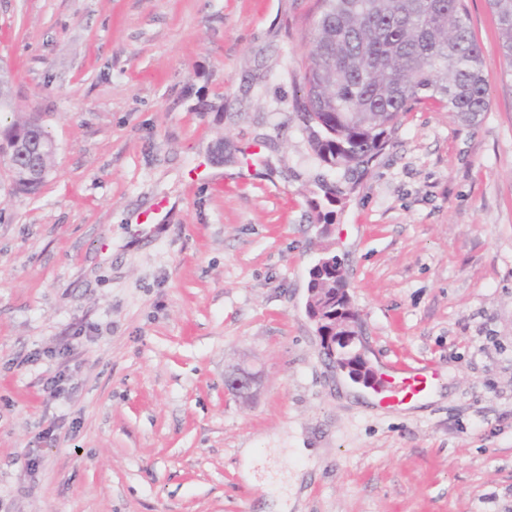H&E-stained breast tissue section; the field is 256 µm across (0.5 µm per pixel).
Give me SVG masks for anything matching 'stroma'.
I'll return each mask as SVG.
<instances>
[{
  "label": "stroma",
  "instance_id": "stroma-1",
  "mask_svg": "<svg viewBox=\"0 0 512 512\" xmlns=\"http://www.w3.org/2000/svg\"><path fill=\"white\" fill-rule=\"evenodd\" d=\"M465 8L488 111L415 106L331 203L298 109L316 0H0L55 144L35 194L0 159V512H512V77ZM326 245L368 367H442L419 412L342 390L306 310ZM226 388L242 399H249L259 389L261 374L248 365L232 366L224 375Z\"/></svg>",
  "mask_w": 512,
  "mask_h": 512
}]
</instances>
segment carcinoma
<instances>
[{
  "label": "carcinoma",
  "mask_w": 512,
  "mask_h": 512,
  "mask_svg": "<svg viewBox=\"0 0 512 512\" xmlns=\"http://www.w3.org/2000/svg\"><path fill=\"white\" fill-rule=\"evenodd\" d=\"M496 17L502 56L512 64V0H487ZM312 49L299 103L312 150L352 175L368 167L388 142L400 115L432 100L463 123L488 110L484 61L463 0H318ZM16 139L36 144L48 133L31 119L0 127V150ZM52 154L35 150L14 165L23 193H37ZM342 266L323 253L308 288L330 295Z\"/></svg>",
  "instance_id": "1"
}]
</instances>
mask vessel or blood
<instances>
[{"mask_svg": "<svg viewBox=\"0 0 512 512\" xmlns=\"http://www.w3.org/2000/svg\"><path fill=\"white\" fill-rule=\"evenodd\" d=\"M440 375L433 364L423 368L393 366L378 374L372 394L378 406L401 410L426 399L437 388Z\"/></svg>", "mask_w": 512, "mask_h": 512, "instance_id": "1", "label": "vessel or blood"}]
</instances>
